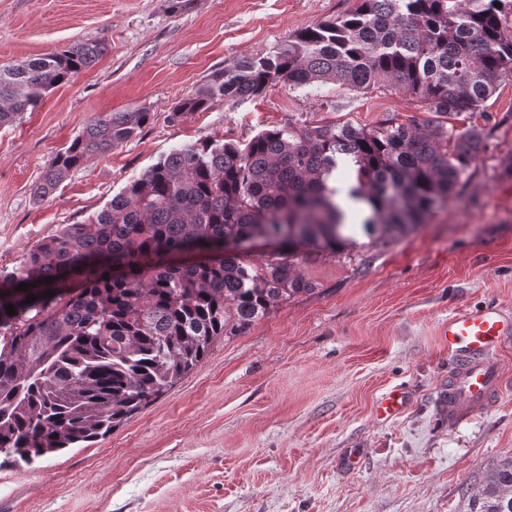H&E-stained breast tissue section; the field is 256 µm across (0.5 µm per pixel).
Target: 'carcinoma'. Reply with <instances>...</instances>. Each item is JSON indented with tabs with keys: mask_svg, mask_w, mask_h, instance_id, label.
Here are the masks:
<instances>
[{
	"mask_svg": "<svg viewBox=\"0 0 512 512\" xmlns=\"http://www.w3.org/2000/svg\"><path fill=\"white\" fill-rule=\"evenodd\" d=\"M510 10L512 0H359L351 14L300 29L183 97L178 114L253 97L281 80L354 89L388 81L418 95L436 120L423 129L410 120L369 129L290 124L246 144L185 145L90 223L65 224L33 245L19 267L0 274V454L27 463L96 441L193 370L218 337L314 292L297 267L356 246L349 206L366 207L362 229L389 244L447 205L484 149L485 130L471 125L451 137L441 118L480 110L512 75L503 26ZM105 50L88 38L0 66V127L36 111ZM149 119L144 108L91 118L50 160L36 199ZM340 157L354 172L345 191L334 178ZM228 237H275L282 251L247 265L224 252ZM174 250L206 259L174 267L161 259ZM21 283L29 290H16ZM31 294L38 299L28 304ZM469 512H512V459L486 473Z\"/></svg>",
	"mask_w": 512,
	"mask_h": 512,
	"instance_id": "1",
	"label": "carcinoma"
}]
</instances>
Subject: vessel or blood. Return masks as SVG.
Segmentation results:
<instances>
[{
	"label": "vessel or blood",
	"instance_id": "b4317fda",
	"mask_svg": "<svg viewBox=\"0 0 512 512\" xmlns=\"http://www.w3.org/2000/svg\"><path fill=\"white\" fill-rule=\"evenodd\" d=\"M445 336L452 365L440 403L445 421L458 426L494 407L502 394L500 357L512 343V315L491 304L459 310L449 316ZM408 402L404 388H392L377 402L376 415L393 419Z\"/></svg>",
	"mask_w": 512,
	"mask_h": 512
}]
</instances>
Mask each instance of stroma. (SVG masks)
Returning a JSON list of instances; mask_svg holds the SVG:
<instances>
[{"instance_id":"obj_1","label":"stroma","mask_w":512,"mask_h":512,"mask_svg":"<svg viewBox=\"0 0 512 512\" xmlns=\"http://www.w3.org/2000/svg\"><path fill=\"white\" fill-rule=\"evenodd\" d=\"M358 0H0V65L88 38L102 57L0 127V271L64 224H85L172 149L248 142L293 123L371 128L432 120L390 83L334 82L216 102L180 117L178 102L239 59L349 14ZM147 108L134 138L73 170L53 197L33 192L90 117ZM485 148L447 205L401 240L356 229L350 260L300 265L315 292L278 303L208 355L147 408L90 446L0 467V512H467L484 473L512 457V393L472 423L445 425L454 311L493 302L512 314V77L484 113ZM400 386L405 413L382 422L376 400Z\"/></svg>"}]
</instances>
